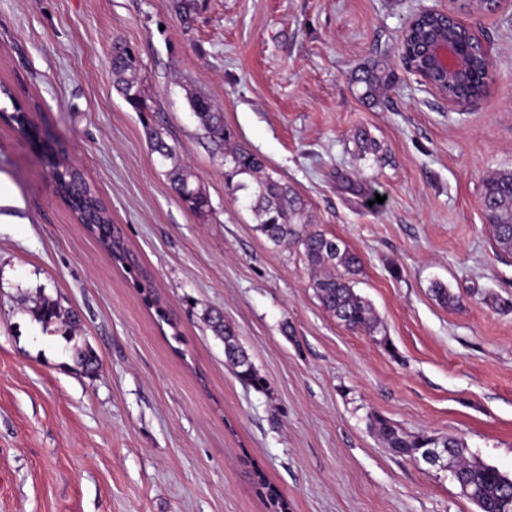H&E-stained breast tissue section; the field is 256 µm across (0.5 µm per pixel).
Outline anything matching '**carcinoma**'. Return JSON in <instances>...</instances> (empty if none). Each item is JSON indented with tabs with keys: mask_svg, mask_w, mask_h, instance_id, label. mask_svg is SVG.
<instances>
[{
	"mask_svg": "<svg viewBox=\"0 0 512 512\" xmlns=\"http://www.w3.org/2000/svg\"><path fill=\"white\" fill-rule=\"evenodd\" d=\"M473 68L476 79L462 88L448 89L449 96L469 98L485 93L487 81L482 58H474ZM112 70L125 101L136 112L147 111L149 94L140 58L132 56L126 46L118 43L112 50ZM393 78L394 73L388 63L375 62L362 70V76L358 78V82L364 85L361 97L367 101L375 100L391 87ZM190 103L212 145V153L227 168L225 174L228 179L247 175L257 184L254 204L259 219L257 230L276 246L302 247L308 265L316 271L311 288L321 305L346 328L369 335L378 332L379 323L371 303L355 292L349 280V276L361 270V257L341 239L308 230L304 221V200L296 191L280 185L271 177L260 176L265 165L259 156L244 148L224 150V113L215 111L208 98L195 94L190 97ZM149 140L152 151L172 161L169 177L173 191L190 211L199 215L207 214L210 209L208 197L200 187L193 186L197 181L196 174L178 164L174 148L162 138L161 133L151 131ZM45 161L51 176L58 182L59 197L75 200L80 205V208L72 210L79 223H112L111 213L85 177L70 170L67 157L49 149ZM481 200L494 209L492 228L496 243L502 251L512 253V171L501 170L487 177ZM104 247L115 261L128 265L133 263L131 252L120 232H115L113 239ZM35 311L44 324H70L75 319L71 312L45 297L36 302ZM207 325L224 342L225 361L238 379L248 386H264L265 379L257 372L232 328L224 323L223 312L216 309L209 311ZM377 432L395 454L409 459L433 440L448 443L454 448L453 463L460 478L478 491L475 505L481 512H500L504 499L512 497V483L508 481V475L466 455L464 443L454 436L410 435L383 419L377 420ZM255 484L261 490L268 512H283L288 508L285 498L263 476H258Z\"/></svg>",
	"mask_w": 512,
	"mask_h": 512,
	"instance_id": "cac0c4a2",
	"label": "carcinoma"
}]
</instances>
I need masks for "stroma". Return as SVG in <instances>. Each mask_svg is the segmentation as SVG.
I'll return each instance as SVG.
<instances>
[{"instance_id": "1", "label": "stroma", "mask_w": 512, "mask_h": 512, "mask_svg": "<svg viewBox=\"0 0 512 512\" xmlns=\"http://www.w3.org/2000/svg\"><path fill=\"white\" fill-rule=\"evenodd\" d=\"M178 3L0 0V81L39 104L48 142L67 147L136 260L116 265L59 198L42 149L0 126V512H267L256 469L288 512H477L374 422L457 436L512 475V255L480 205L484 179L512 170V0L461 16L492 59L464 110L400 61L404 24L432 0H195L187 22ZM116 39L142 61L150 111L116 90ZM378 57L396 80L374 105L355 77ZM195 92L302 196L311 229L360 255L354 289L378 333L342 325L301 248L258 231L249 178L228 186ZM152 128L197 175L207 215L173 192ZM362 130L381 155L359 152ZM438 282L456 306L435 300ZM42 296L78 326L39 322ZM211 308L265 388L226 365Z\"/></svg>"}]
</instances>
